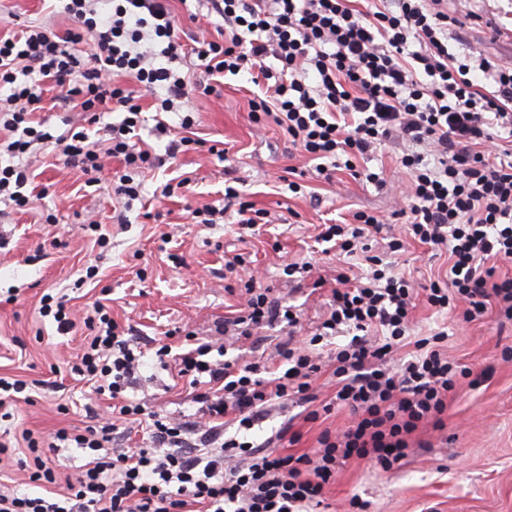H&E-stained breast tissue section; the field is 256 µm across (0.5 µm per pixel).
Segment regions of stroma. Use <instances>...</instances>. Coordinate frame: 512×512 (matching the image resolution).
I'll return each mask as SVG.
<instances>
[{"mask_svg": "<svg viewBox=\"0 0 512 512\" xmlns=\"http://www.w3.org/2000/svg\"><path fill=\"white\" fill-rule=\"evenodd\" d=\"M169 5L186 37L216 38L207 20V0H169ZM470 8L475 19L452 31L449 48H474L500 64L511 59L512 42L504 34L512 32V0H472ZM8 15L14 22L0 28L6 35L26 25L49 23L60 33L73 25L61 5L49 0H0V17ZM178 72L195 88L189 103L160 114L153 97L144 96L136 134L156 154H164L169 139L157 137V120L175 132L189 114L206 144L145 173L139 197L125 210L127 223H113L117 200L111 191L86 185L80 173L48 149L33 150L28 158L37 174L38 196L21 209L0 206V376L45 382L33 390V404H19L9 420L0 419V441L14 442L25 429L46 435L80 428L87 422L86 406L106 407L70 375L67 364L83 337L77 331L59 333L52 318L39 316L44 294L67 295L80 314L95 299L106 298L113 318L132 326L138 340L164 338L177 349L185 340L182 326L207 336L214 320L244 304L245 291L225 272L224 256L245 252L262 286L282 305L300 310L307 335L327 315L337 271L361 276L368 270L361 255L324 252L316 241L321 224L351 221L358 210L388 219L403 205L410 177L399 163L402 146L378 149L364 162L383 185L342 167L327 180L280 127L254 122L249 107L253 85L246 75H226L213 94L206 90L211 79L196 58L184 59ZM33 118L57 136L77 124L78 112L48 83ZM216 142L223 143L224 157L208 152ZM290 168L304 173L305 192L292 193L281 183ZM228 169L238 178L239 190L268 212V224L244 243L238 239L236 211H226L223 221L208 226L191 220L193 208H223ZM177 177L190 178L189 193L162 197L163 186ZM50 214L56 223H46ZM89 220L101 224L105 246L95 245L93 232L85 228ZM301 256L311 257L314 269L297 288L289 284L282 264ZM92 265L98 273L90 279L86 270ZM447 268L446 252L416 241L395 262L396 272L419 282L444 275ZM413 317L415 336L447 331L445 353L471 374L448 395L445 430L420 426L409 438L406 458L387 472L364 460H349L327 489L325 512H348L354 496L367 502V512H512V359L503 356L512 348V323H500L492 308L484 318L466 322L422 300ZM140 374L128 398L162 415L195 413L190 387L173 371L150 358ZM351 421L348 409L336 407L310 422L292 404L272 407L252 430L240 432L231 425L226 433L260 443L287 425L298 436L287 451L299 454L317 447L323 431L341 432Z\"/></svg>", "mask_w": 512, "mask_h": 512, "instance_id": "stroma-1", "label": "stroma"}]
</instances>
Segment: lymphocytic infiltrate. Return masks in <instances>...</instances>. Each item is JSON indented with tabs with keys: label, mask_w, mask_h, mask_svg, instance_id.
Returning a JSON list of instances; mask_svg holds the SVG:
<instances>
[{
	"label": "lymphocytic infiltrate",
	"mask_w": 512,
	"mask_h": 512,
	"mask_svg": "<svg viewBox=\"0 0 512 512\" xmlns=\"http://www.w3.org/2000/svg\"><path fill=\"white\" fill-rule=\"evenodd\" d=\"M64 0L72 28L57 33L30 25L0 37V127L10 133L0 149L13 157L0 166V197L18 207L30 202L22 158L34 145L53 147L90 182L137 199L135 177L160 167L163 158L134 141L141 123L142 94L157 96L168 112L188 100V84L176 63L196 56L208 76L248 72L252 83L272 81L271 99H253V114L283 128L292 144L316 160L345 156L346 169L389 143L407 145L401 166L411 178L406 204L396 211L407 232L446 250L445 280L416 287L380 256H367L369 270L350 280L336 276L327 317L311 335L293 329L299 315L282 306L256 278L244 282L248 299L214 326L225 345L248 340L267 324L291 327L277 355L282 369L268 373L258 361L213 358L214 340L186 332L192 346L172 354L174 369L193 390L191 415H160L126 398L136 384L144 350L127 339L102 301L82 323L86 336L71 374L109 395L104 414L90 425L61 428L51 437L23 431L29 479L43 486L38 497L0 492V512H307L321 506L337 471L353 458L390 470L406 456L408 438L423 422L444 430L448 395L465 369L440 351L444 333L415 341V353L398 350L411 334L418 297L439 310L461 311L465 321L496 306L512 321V278L496 279L488 261H512V68L472 51L448 48V34L468 6L441 10V0H209L217 39L185 45L179 19L166 0ZM91 43L83 51V43ZM281 64L273 69L266 63ZM133 87L119 84V77ZM64 89L79 108L84 129L52 136L35 126L43 83ZM120 122H109L113 113ZM101 125L92 139L88 127ZM124 168L104 176L109 158ZM385 220L357 211L348 224L323 225L318 238L346 254L381 234ZM349 334L347 344L321 360L313 348L328 336ZM334 380L337 406L353 414L342 433H323L318 447L284 454L287 430L261 444L225 438L226 418L248 431L272 403H296L307 418L322 373ZM144 426L149 445L120 448L133 426ZM84 449L82 471L63 477L49 455L59 448Z\"/></svg>",
	"instance_id": "lymphocytic-infiltrate-1"
}]
</instances>
